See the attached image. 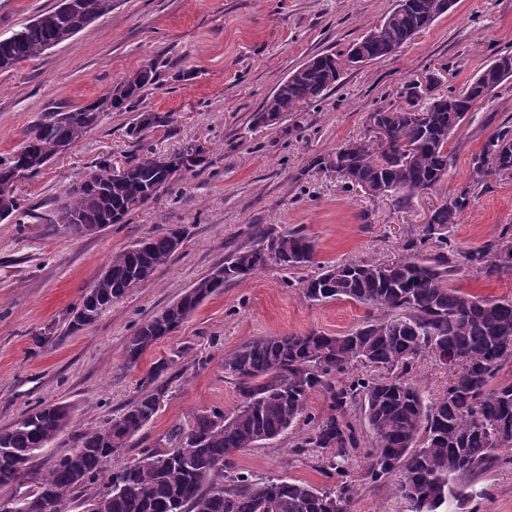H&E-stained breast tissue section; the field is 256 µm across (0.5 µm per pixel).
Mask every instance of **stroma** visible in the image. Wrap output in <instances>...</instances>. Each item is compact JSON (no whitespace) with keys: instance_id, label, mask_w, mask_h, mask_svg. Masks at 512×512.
<instances>
[{"instance_id":"1","label":"stroma","mask_w":512,"mask_h":512,"mask_svg":"<svg viewBox=\"0 0 512 512\" xmlns=\"http://www.w3.org/2000/svg\"><path fill=\"white\" fill-rule=\"evenodd\" d=\"M397 0H113L112 12L39 57L0 72V155L12 153L34 120L53 108L87 106L130 74L157 65L141 109L161 124L128 136L130 112L108 113L69 153L19 182L16 216L0 220V428L38 403H65L74 421L32 466L47 470L72 447L75 431L98 427L139 393L154 364L167 363V390L137 435L140 447L166 442L193 413L233 411L236 385L224 357L244 341L318 329L330 334L362 322L364 307L347 300L315 303L288 286L276 264L206 299L172 336L156 343L137 368L125 370V345L142 321L170 302L231 251L253 242L261 226L301 229L317 264L392 263L413 230L469 181L471 161L488 138L512 128V78L473 106L448 140V173L408 200L373 197L336 175L338 148L368 138L370 115L404 102L422 74L437 93L459 92L502 51L512 52V0H455L453 7L395 54L346 68L325 98L302 106L273 128L253 114L281 81L313 56L346 54ZM201 148L205 160L128 216L92 236L74 237L55 221L56 202L103 160L114 168L153 152L170 158ZM187 229L175 260L151 282L113 302L91 326L66 334L97 272L148 233ZM512 225V173L477 188L451 235L458 249L482 245ZM406 382L432 401L448 389V371L420 356ZM293 436L233 455L235 470L254 481L273 476L332 483L321 449L298 450ZM479 478L478 512H512V448ZM351 512H406L395 478L362 481Z\"/></svg>"}]
</instances>
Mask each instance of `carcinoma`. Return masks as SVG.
Masks as SVG:
<instances>
[{
    "mask_svg": "<svg viewBox=\"0 0 512 512\" xmlns=\"http://www.w3.org/2000/svg\"><path fill=\"white\" fill-rule=\"evenodd\" d=\"M390 13L391 21L374 26L378 38L357 42L372 60L399 49L421 25L433 0H405ZM112 13V0H69L68 9L46 12L52 20L29 22L0 35V70L31 60L53 43L59 45L97 19ZM512 64V54L495 56L473 78L467 90L453 95L454 104L430 113L422 126L410 124L406 112L381 110L395 134L410 136L420 148L406 157L394 146L383 151L384 162L366 165L367 144L336 151L334 168L354 174L381 194L402 199L440 184L448 173V139L472 107L487 97L488 85H499L496 68ZM336 55L293 71L254 114L259 127H272L303 104L325 97L336 80ZM157 76L150 66L126 77L95 103L43 113L35 134L14 152L0 157V187H16L38 175L55 155L57 146L80 142L97 127L106 112H137L145 87ZM202 160L191 153L175 155L169 167L144 155L128 164L123 179L112 178L111 165L100 162L87 175L91 186L64 193L57 223L71 235L86 227L121 224L176 175L195 170ZM512 171V131L490 137L472 159L469 183L433 210L403 244L405 256L386 265L361 261L321 266L315 276L297 284L311 302L350 300L367 309L365 319L342 334L320 330L264 336L245 342L224 357V373L233 377L239 395L235 410L213 409L195 416L197 435L184 436L178 427L170 434L172 455L161 458L141 448L119 469H110L116 450L134 448L133 438L156 414L157 396L166 383V365L152 367L141 379L138 396L119 416L76 435L73 448L38 476L41 496L20 512H72L94 501L99 512H350L361 479L377 482L399 477L398 491L408 512H455L461 497H480L475 480L500 460L497 450L512 447V381L494 383L512 368V297L489 299L454 285L473 274L486 281L512 275V263L501 256L512 251V225L506 224L485 244L459 251L452 247L450 227L459 223L469 206L472 189L483 186L493 173ZM186 239L182 225L152 232L112 256L111 275L89 284L100 304L82 307L96 314L102 305L122 299L177 252L176 240ZM435 246L427 255V245ZM314 244L300 229L277 233L259 229L255 243L240 247L211 268L157 315L141 322L130 336L123 368H135L158 341L176 332L200 305L225 284L255 274L273 262L292 272L314 263ZM459 356L466 365L448 368L446 396L428 401L420 390L400 381L376 382L356 375L340 378L358 363L412 367L418 355ZM323 393L327 410L312 412L309 399ZM73 422L65 403L38 404L0 429V489L30 473L29 463ZM299 433L296 448H331L323 469L336 483L316 487L281 476L255 482L232 470L230 457L285 433ZM365 453L369 465L354 476L345 464Z\"/></svg>",
    "mask_w": 512,
    "mask_h": 512,
    "instance_id": "1",
    "label": "carcinoma"
}]
</instances>
